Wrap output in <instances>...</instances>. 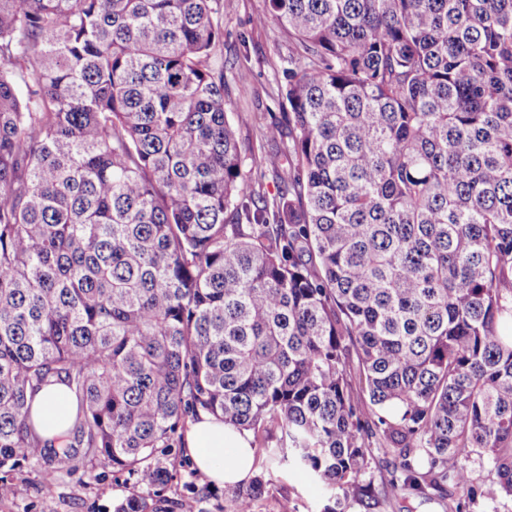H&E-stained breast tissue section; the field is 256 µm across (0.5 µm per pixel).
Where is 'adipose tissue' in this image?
<instances>
[{
	"mask_svg": "<svg viewBox=\"0 0 512 512\" xmlns=\"http://www.w3.org/2000/svg\"><path fill=\"white\" fill-rule=\"evenodd\" d=\"M31 411L40 437L54 447H65L78 413L68 386L61 382L43 386L32 397ZM184 441L197 470L212 482L236 485L251 477L255 451L247 433L203 413L191 422Z\"/></svg>",
	"mask_w": 512,
	"mask_h": 512,
	"instance_id": "obj_1",
	"label": "adipose tissue"
}]
</instances>
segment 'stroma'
I'll list each match as a JSON object with an SVG mask.
<instances>
[{
    "label": "stroma",
    "mask_w": 512,
    "mask_h": 512,
    "mask_svg": "<svg viewBox=\"0 0 512 512\" xmlns=\"http://www.w3.org/2000/svg\"><path fill=\"white\" fill-rule=\"evenodd\" d=\"M264 8L265 0H224L226 109L245 153L258 156L274 153L275 147L264 139L262 129L288 109L280 91L282 70L288 65V36L276 22L256 24L255 18ZM159 461L178 472L163 493L165 499L181 501L185 483L194 479L209 486L208 496L198 505L200 512H234L236 487L208 483L206 476L197 473L185 449H172ZM255 469L269 471L271 485L268 493L256 500L254 512H280L284 507L290 512H320L322 493L306 471L270 467L260 458ZM38 470L32 460L0 475V484L9 489L0 496V512H113L118 502L140 492L135 478L97 465L61 473L47 495L40 488Z\"/></svg>",
    "instance_id": "1"
}]
</instances>
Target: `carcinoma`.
<instances>
[{
	"instance_id": "obj_1",
	"label": "carcinoma",
	"mask_w": 512,
	"mask_h": 512,
	"mask_svg": "<svg viewBox=\"0 0 512 512\" xmlns=\"http://www.w3.org/2000/svg\"><path fill=\"white\" fill-rule=\"evenodd\" d=\"M270 20L288 111L246 171L224 0H0V471L34 459L49 490L109 465L152 492L115 512H163L155 458L206 411L275 427L256 453L322 512L512 500V0ZM53 381L78 401L64 448L28 403ZM382 510L384 512H450L448 499L437 496L398 499L384 506Z\"/></svg>"
}]
</instances>
